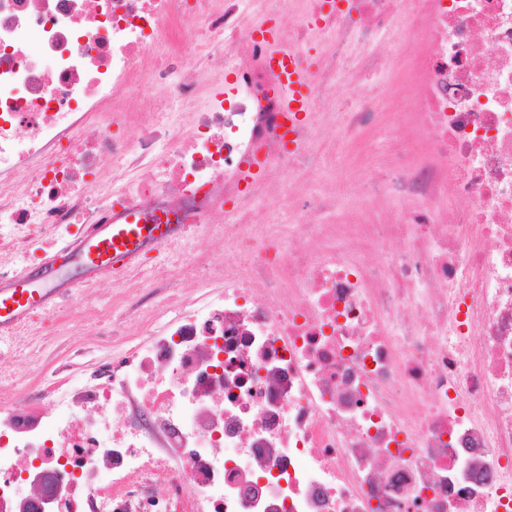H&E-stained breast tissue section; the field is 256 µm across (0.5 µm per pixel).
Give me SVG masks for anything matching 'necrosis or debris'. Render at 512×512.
Instances as JSON below:
<instances>
[{
    "mask_svg": "<svg viewBox=\"0 0 512 512\" xmlns=\"http://www.w3.org/2000/svg\"><path fill=\"white\" fill-rule=\"evenodd\" d=\"M251 2L0 0V280L126 210L183 227L115 278L131 312L204 289L0 409V512L35 467L48 512H512V0H263L296 18L272 42ZM387 119L353 188L309 191ZM271 63L282 74L284 85L287 90L286 105L288 112H292L298 119L300 114L309 112L310 90L308 84L298 71L292 57L274 54Z\"/></svg>",
    "mask_w": 512,
    "mask_h": 512,
    "instance_id": "obj_1",
    "label": "necrosis or debris"
}]
</instances>
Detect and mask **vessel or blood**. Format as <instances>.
<instances>
[{"label": "vessel or blood", "mask_w": 512, "mask_h": 512, "mask_svg": "<svg viewBox=\"0 0 512 512\" xmlns=\"http://www.w3.org/2000/svg\"><path fill=\"white\" fill-rule=\"evenodd\" d=\"M271 63L282 74L288 111L296 116L308 112L310 90L293 59L276 54ZM179 230L176 224H125L105 218L65 244V251L83 271L82 279L67 281V288L85 287L87 281L102 272L131 265L148 246L174 239ZM58 292V286L51 280L25 273L0 282V338L26 326L35 313L50 305Z\"/></svg>", "instance_id": "b4317fda"}]
</instances>
